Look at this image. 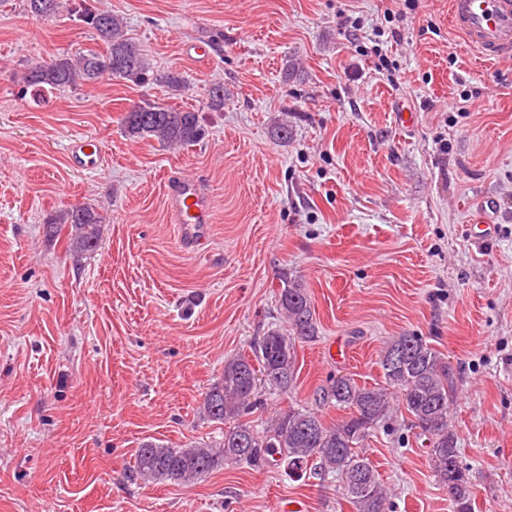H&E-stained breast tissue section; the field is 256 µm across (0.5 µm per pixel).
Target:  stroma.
<instances>
[{
    "label": "stroma",
    "instance_id": "35a3bbf8",
    "mask_svg": "<svg viewBox=\"0 0 512 512\" xmlns=\"http://www.w3.org/2000/svg\"><path fill=\"white\" fill-rule=\"evenodd\" d=\"M98 3L157 71L186 77L177 103L205 135L177 150L125 136L126 110L168 102L156 84L102 79L22 100L32 63L103 44L66 10L44 20L0 0V512H355L338 481L276 466L187 484L133 474L144 441L220 440L204 394L225 360L284 326L288 278L310 295L318 334L296 345L292 399L267 398L257 419L294 401L340 420L317 391L341 376L382 382L386 343L415 333L452 368L473 512H512V57L468 48L448 0ZM193 41L209 44L207 63L183 54ZM281 117L285 142L271 135ZM80 137L102 141L103 161L70 164ZM172 171L212 191L205 251H185L167 221ZM485 200L497 232L480 243L469 216ZM83 204L104 222L97 250L75 257L44 226ZM336 342L344 358L330 357ZM365 452L392 512H453L417 429L377 432Z\"/></svg>",
    "mask_w": 512,
    "mask_h": 512
}]
</instances>
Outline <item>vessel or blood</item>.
I'll use <instances>...</instances> for the list:
<instances>
[{"label":"vessel or blood","mask_w":512,"mask_h":512,"mask_svg":"<svg viewBox=\"0 0 512 512\" xmlns=\"http://www.w3.org/2000/svg\"><path fill=\"white\" fill-rule=\"evenodd\" d=\"M448 20L466 44L484 60L512 54V0H449ZM72 164L96 161L103 154L101 142L81 139L69 147ZM165 208L168 223L178 230L181 245L189 251L206 245L214 222L213 201L205 182L181 173L167 180Z\"/></svg>","instance_id":"obj_1"}]
</instances>
